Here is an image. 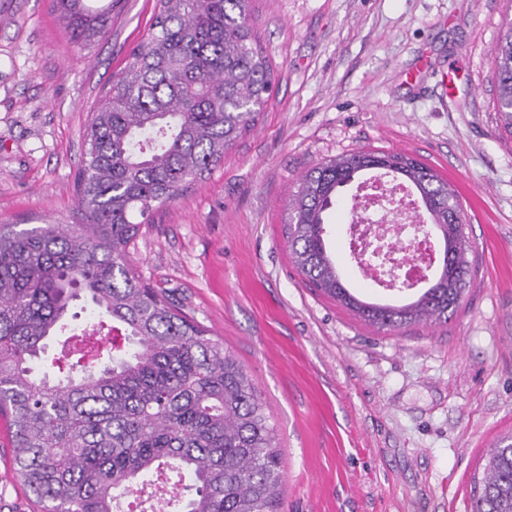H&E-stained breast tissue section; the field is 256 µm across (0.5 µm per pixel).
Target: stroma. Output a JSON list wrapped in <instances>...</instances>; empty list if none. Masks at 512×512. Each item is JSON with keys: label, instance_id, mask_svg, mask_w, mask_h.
<instances>
[{"label": "stroma", "instance_id": "stroma-1", "mask_svg": "<svg viewBox=\"0 0 512 512\" xmlns=\"http://www.w3.org/2000/svg\"><path fill=\"white\" fill-rule=\"evenodd\" d=\"M277 75L256 127L130 248L144 283L245 367L277 427L280 512H471L489 448L512 435V134L490 52L512 0H251ZM157 0H115L74 43L53 0H0V224H77L89 115ZM404 152L459 193L474 275L448 322L377 329L305 285L288 198L323 160ZM352 189L328 244L347 286ZM0 419V512H40Z\"/></svg>", "mask_w": 512, "mask_h": 512}]
</instances>
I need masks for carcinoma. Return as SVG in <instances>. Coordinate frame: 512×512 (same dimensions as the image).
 Instances as JSON below:
<instances>
[{
    "label": "carcinoma",
    "mask_w": 512,
    "mask_h": 512,
    "mask_svg": "<svg viewBox=\"0 0 512 512\" xmlns=\"http://www.w3.org/2000/svg\"><path fill=\"white\" fill-rule=\"evenodd\" d=\"M71 39L104 37L112 0H56ZM496 109L512 132V18L491 51ZM274 68L249 0H159L148 37L92 113L77 173L82 223L0 224V416L16 473L43 512H121L122 499L162 467L191 475L171 512H278L284 493L276 427L245 368L209 332L145 285L129 247L154 214L224 161L268 104ZM408 183L437 228L442 266L416 299L369 303L344 284L326 244L327 215L356 178ZM288 242L305 283L380 329L446 322L470 284V241L458 192L399 152L360 149L319 163L288 202ZM128 348L86 370L66 355L52 381L33 362L78 318ZM472 512H512V442L491 449Z\"/></svg>",
    "instance_id": "obj_1"
}]
</instances>
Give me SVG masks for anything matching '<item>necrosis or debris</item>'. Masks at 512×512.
<instances>
[{
	"instance_id": "4bbe7bcc",
	"label": "necrosis or debris",
	"mask_w": 512,
	"mask_h": 512,
	"mask_svg": "<svg viewBox=\"0 0 512 512\" xmlns=\"http://www.w3.org/2000/svg\"><path fill=\"white\" fill-rule=\"evenodd\" d=\"M352 212L350 250L354 259L369 258L370 265L364 270L368 281L392 292L432 273L435 243L411 233L413 225L422 221V208L411 187L369 181L354 196ZM380 243L393 247V254L371 258L372 249Z\"/></svg>"
}]
</instances>
